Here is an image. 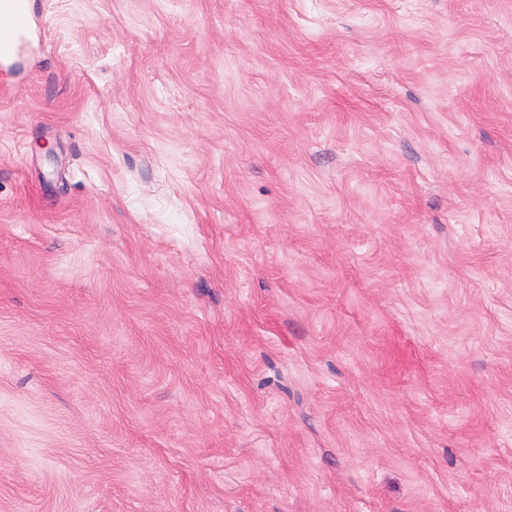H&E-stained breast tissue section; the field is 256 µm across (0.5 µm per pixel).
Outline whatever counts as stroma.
<instances>
[{
    "label": "stroma",
    "mask_w": 512,
    "mask_h": 512,
    "mask_svg": "<svg viewBox=\"0 0 512 512\" xmlns=\"http://www.w3.org/2000/svg\"><path fill=\"white\" fill-rule=\"evenodd\" d=\"M29 3L0 512H512V0Z\"/></svg>",
    "instance_id": "35a3bbf8"
}]
</instances>
